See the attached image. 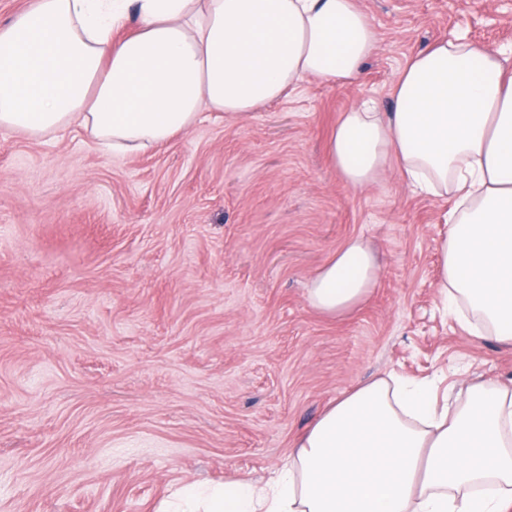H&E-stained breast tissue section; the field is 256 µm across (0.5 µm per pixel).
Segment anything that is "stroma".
<instances>
[{"label": "stroma", "instance_id": "35a3bbf8", "mask_svg": "<svg viewBox=\"0 0 512 512\" xmlns=\"http://www.w3.org/2000/svg\"><path fill=\"white\" fill-rule=\"evenodd\" d=\"M380 46L353 86L303 83L121 155L80 127L0 130V512H155L176 486L266 482L324 408L396 373L512 387V345L440 301L452 196L368 189L328 133L404 62L465 31L512 44V0H359ZM352 237L380 278L342 317L310 277Z\"/></svg>", "mask_w": 512, "mask_h": 512}]
</instances>
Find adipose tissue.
I'll return each mask as SVG.
<instances>
[{"label": "adipose tissue", "mask_w": 512, "mask_h": 512, "mask_svg": "<svg viewBox=\"0 0 512 512\" xmlns=\"http://www.w3.org/2000/svg\"><path fill=\"white\" fill-rule=\"evenodd\" d=\"M379 37L358 0H34L0 26V129L70 125L132 154L204 112L245 115L300 84H352ZM355 189L396 164L409 185L454 194L440 295L477 333L512 345V48L460 34L407 61L381 109L362 99L329 136ZM378 259L348 240L310 278L316 311L370 296ZM173 512H512V389L474 382L438 404L429 381L366 382L329 405L265 487L180 488Z\"/></svg>", "instance_id": "ef3b65f1"}]
</instances>
